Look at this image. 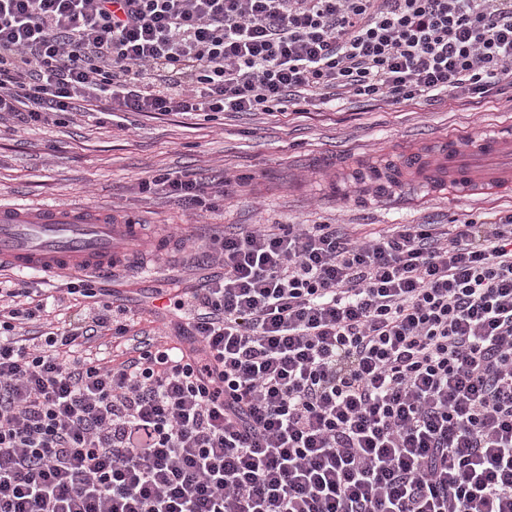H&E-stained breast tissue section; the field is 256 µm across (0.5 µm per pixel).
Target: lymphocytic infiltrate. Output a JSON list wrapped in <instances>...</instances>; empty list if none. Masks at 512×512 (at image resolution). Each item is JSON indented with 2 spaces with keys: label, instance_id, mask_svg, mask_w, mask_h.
<instances>
[{
  "label": "lymphocytic infiltrate",
  "instance_id": "f902f5d3",
  "mask_svg": "<svg viewBox=\"0 0 512 512\" xmlns=\"http://www.w3.org/2000/svg\"><path fill=\"white\" fill-rule=\"evenodd\" d=\"M512 88V0H0V113L270 112ZM166 346L21 343L0 281V512H512V210L216 239Z\"/></svg>",
  "mask_w": 512,
  "mask_h": 512
}]
</instances>
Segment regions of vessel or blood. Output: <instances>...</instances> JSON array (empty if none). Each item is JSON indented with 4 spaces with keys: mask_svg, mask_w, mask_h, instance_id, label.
<instances>
[{
    "mask_svg": "<svg viewBox=\"0 0 512 512\" xmlns=\"http://www.w3.org/2000/svg\"><path fill=\"white\" fill-rule=\"evenodd\" d=\"M512 165V127L481 131L462 143L448 139L438 155V167L447 169L456 194H463L478 180L486 159ZM138 227L112 222L107 215H93L81 207L59 204H0V263L19 274L47 277L91 275L107 278L128 272L145 287L157 277L133 254Z\"/></svg>",
    "mask_w": 512,
    "mask_h": 512,
    "instance_id": "b4317fda",
    "label": "vessel or blood"
}]
</instances>
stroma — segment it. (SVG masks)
<instances>
[{
	"instance_id": "stroma-1",
	"label": "stroma",
	"mask_w": 512,
	"mask_h": 512,
	"mask_svg": "<svg viewBox=\"0 0 512 512\" xmlns=\"http://www.w3.org/2000/svg\"><path fill=\"white\" fill-rule=\"evenodd\" d=\"M512 125V97L464 98L451 106L392 104L342 95L301 112H76L56 123L0 120V200L81 203L141 224L137 252L166 268L158 289L130 276L94 279L102 294L79 298L71 313L112 303L133 315L125 341L105 335L90 357L122 362L142 337L171 342L180 322L159 292L197 288L220 274L209 246L258 224H332L349 233L391 224L485 222L512 209V184L454 196L432 181L431 162L448 138ZM170 172L209 185L230 176L224 196L191 206L165 190L142 192Z\"/></svg>"
}]
</instances>
